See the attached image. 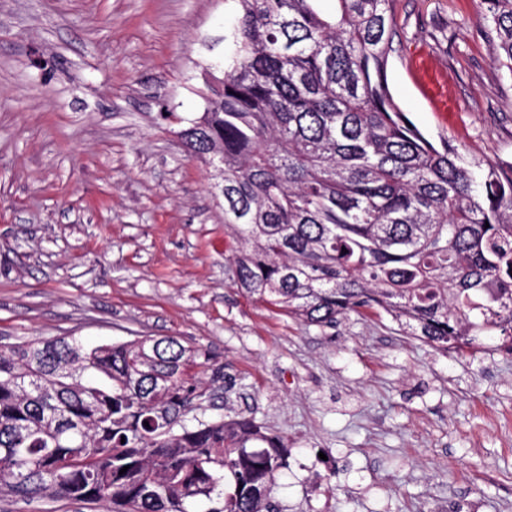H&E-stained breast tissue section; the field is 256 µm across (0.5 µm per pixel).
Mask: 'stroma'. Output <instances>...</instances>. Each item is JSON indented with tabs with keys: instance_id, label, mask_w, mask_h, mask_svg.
<instances>
[{
	"instance_id": "stroma-1",
	"label": "stroma",
	"mask_w": 512,
	"mask_h": 512,
	"mask_svg": "<svg viewBox=\"0 0 512 512\" xmlns=\"http://www.w3.org/2000/svg\"><path fill=\"white\" fill-rule=\"evenodd\" d=\"M233 0H0V341L174 336L221 406L283 438L284 512H512V355L385 317L306 326L232 282L214 168L180 137ZM479 0H398L386 71L434 144L512 167V74ZM168 105L170 118L160 114Z\"/></svg>"
}]
</instances>
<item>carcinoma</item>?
I'll return each instance as SVG.
<instances>
[{"mask_svg":"<svg viewBox=\"0 0 512 512\" xmlns=\"http://www.w3.org/2000/svg\"><path fill=\"white\" fill-rule=\"evenodd\" d=\"M233 2L221 91L181 136L217 167L239 293L308 326L372 312L440 351L484 337L512 352V169L436 146L393 102L395 0ZM479 2L512 72V0ZM223 379L173 336L0 347V489L103 512H280V436L188 423Z\"/></svg>","mask_w":512,"mask_h":512,"instance_id":"carcinoma-1","label":"carcinoma"}]
</instances>
